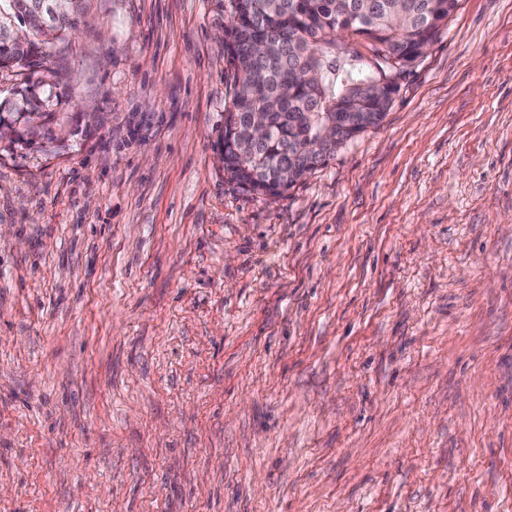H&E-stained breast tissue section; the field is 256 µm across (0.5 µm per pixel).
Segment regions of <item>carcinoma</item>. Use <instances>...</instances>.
I'll return each mask as SVG.
<instances>
[{
	"instance_id": "1",
	"label": "carcinoma",
	"mask_w": 512,
	"mask_h": 512,
	"mask_svg": "<svg viewBox=\"0 0 512 512\" xmlns=\"http://www.w3.org/2000/svg\"><path fill=\"white\" fill-rule=\"evenodd\" d=\"M88 0H0L14 24L0 33V73L26 77L0 100V125L26 142L35 124L54 116L53 93L38 74L62 77L45 47L78 29ZM224 59L233 71L226 109L224 172L244 190L279 197L326 166L336 152L384 120L394 100L381 78L403 77L448 26L458 0H226ZM365 44L384 62L373 65L352 45ZM260 115L268 134L248 155L232 130Z\"/></svg>"
}]
</instances>
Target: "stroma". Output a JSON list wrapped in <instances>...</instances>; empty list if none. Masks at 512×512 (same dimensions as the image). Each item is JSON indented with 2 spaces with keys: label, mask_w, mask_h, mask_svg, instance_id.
<instances>
[{
  "label": "stroma",
  "mask_w": 512,
  "mask_h": 512,
  "mask_svg": "<svg viewBox=\"0 0 512 512\" xmlns=\"http://www.w3.org/2000/svg\"><path fill=\"white\" fill-rule=\"evenodd\" d=\"M224 0H90L0 142V512H512V0L270 200Z\"/></svg>",
  "instance_id": "stroma-1"
}]
</instances>
